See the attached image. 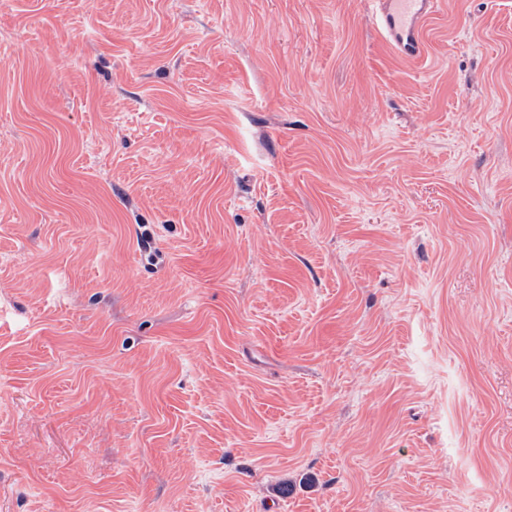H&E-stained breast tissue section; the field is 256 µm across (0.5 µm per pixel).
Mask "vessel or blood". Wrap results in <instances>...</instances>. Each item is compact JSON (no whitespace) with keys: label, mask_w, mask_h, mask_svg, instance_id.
I'll use <instances>...</instances> for the list:
<instances>
[{"label":"vessel or blood","mask_w":512,"mask_h":512,"mask_svg":"<svg viewBox=\"0 0 512 512\" xmlns=\"http://www.w3.org/2000/svg\"><path fill=\"white\" fill-rule=\"evenodd\" d=\"M370 19L381 41L402 59L422 62L427 30L441 0H371Z\"/></svg>","instance_id":"b4317fda"}]
</instances>
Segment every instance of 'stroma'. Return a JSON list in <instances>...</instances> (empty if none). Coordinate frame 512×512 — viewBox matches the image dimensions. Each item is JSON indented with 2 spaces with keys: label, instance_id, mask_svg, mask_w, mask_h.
<instances>
[{
  "label": "stroma",
  "instance_id": "1",
  "mask_svg": "<svg viewBox=\"0 0 512 512\" xmlns=\"http://www.w3.org/2000/svg\"><path fill=\"white\" fill-rule=\"evenodd\" d=\"M369 10L0 0V512H512V0ZM370 19L381 41L402 59L419 63L427 54V30L441 0H371Z\"/></svg>",
  "mask_w": 512,
  "mask_h": 512
}]
</instances>
